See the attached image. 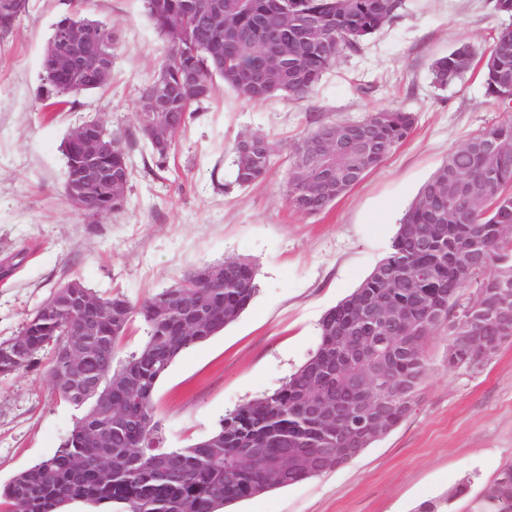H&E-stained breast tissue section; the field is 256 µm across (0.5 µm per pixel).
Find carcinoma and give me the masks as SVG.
Here are the masks:
<instances>
[{"label": "carcinoma", "instance_id": "obj_1", "mask_svg": "<svg viewBox=\"0 0 512 512\" xmlns=\"http://www.w3.org/2000/svg\"><path fill=\"white\" fill-rule=\"evenodd\" d=\"M143 9L156 32L167 42L168 55L159 70L167 72L176 86L168 111L157 113L166 120L175 117L179 126L164 143L145 140L156 168H166L178 134L216 93L222 82L238 97L263 102L281 95L305 97L316 90L343 51L357 52L363 42L386 25L396 22L404 0H352L345 11L336 0H289L288 56L279 62L288 74L286 85L260 90L247 86L250 65L264 55L271 39L276 0H246L245 7L230 17V23L248 33L241 49L230 47V36L219 26H201L197 16L204 0H142ZM20 17L0 8V41L6 40ZM317 35H309L311 21ZM471 50L461 43L431 63L433 81L439 86L462 78L463 58ZM493 68H483L486 94L497 101L512 99V30L498 28L488 54ZM197 71L199 87L191 92L177 88L181 73ZM69 79L43 59V89L46 98L67 104L72 97L105 87L92 71L81 83L65 92ZM362 120L374 130L360 151L354 145L335 159L327 158L305 171L294 170L293 154L313 142L320 125L293 144L288 157L287 204L299 213L326 211L370 171L402 145L413 132L417 116L400 108H382ZM112 156L100 159L104 167L118 170L123 186L115 190L105 181L90 182L86 193L99 215L123 211L128 205L132 168L122 138L109 133ZM250 158L240 157L233 147V180L224 191L247 189L266 179L276 164V152L264 135ZM495 142L503 153L492 162L478 143ZM66 178L77 177L83 158L77 149L65 156ZM489 191L494 200L484 199ZM443 227V235L431 248L420 238ZM475 253L480 265L467 268L464 257ZM427 274L419 275L420 270ZM512 287V120L492 124L453 150L419 190L399 220L392 252L369 276L319 321L320 342L316 351L275 390L225 414L211 434L220 448L196 442L186 448H166L155 419L154 394L159 381L183 352L224 331L249 306L258 291L257 270L246 260H224V284L195 288L175 280L167 289L140 301L116 292L97 296V301L122 315L118 333L106 329L85 334L92 348L108 347V361L94 355L83 363V379L112 392V402L125 406L118 418L99 405L97 397L66 396L84 422L63 437L56 452L31 463L0 486V512H68L82 503L106 512H227L246 498L282 489L324 473L319 462L336 448L365 449L370 443L353 441L358 400L379 385L376 364L383 362L388 379L405 383L388 414V430L405 421L420 403V390L429 373L426 349L436 333L448 336V367L474 372L483 364L456 345V336L472 331L493 347L489 357L512 342V327L496 320L498 289ZM171 291L178 301L161 315L158 299ZM71 289L55 288L39 306L41 315L25 320L19 333L21 346L0 343V376L36 366L49 357V376L60 377V358L70 341L69 331L89 313L74 309ZM403 309L415 334L396 336L370 320L358 309L379 303ZM139 318L144 336L138 347L126 354L122 339L133 318ZM324 398L347 411L345 418L324 420L309 403ZM90 433L106 435L99 448L87 440ZM107 464L102 477L99 463ZM469 494L461 484L448 496L422 502L415 512H452V501ZM468 512H512V465L503 468L477 496Z\"/></svg>", "mask_w": 512, "mask_h": 512}]
</instances>
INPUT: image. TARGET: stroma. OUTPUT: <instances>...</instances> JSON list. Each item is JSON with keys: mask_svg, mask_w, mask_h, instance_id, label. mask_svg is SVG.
Wrapping results in <instances>:
<instances>
[{"mask_svg": "<svg viewBox=\"0 0 512 512\" xmlns=\"http://www.w3.org/2000/svg\"><path fill=\"white\" fill-rule=\"evenodd\" d=\"M65 0H29L0 44V259L29 255L0 283V341L72 276L104 294L143 299L189 268L244 258L259 290L223 332L177 358L160 380L155 418L169 448L211 435L224 414L277 388L317 349L323 314L357 288L391 252L397 222L448 154L484 127L512 119L486 96L480 67L441 89L432 61L458 43L490 49L503 17L491 0H406L403 17L339 57L301 100L252 103L219 88L176 137L167 170L149 171L140 144L129 205L89 219L63 195L61 146L88 116L134 129L140 88L167 53L141 0H81L79 15L116 29L112 79L55 112L45 107L42 63ZM403 108L411 136L359 184L317 215L286 203L288 150L314 123ZM271 140L280 157L262 183L223 192L231 148L243 134ZM448 339L428 345L429 376L406 421L347 465L236 503L233 512H413L422 501L469 481L480 493L512 464V342L481 370L449 368ZM74 421L50 382L47 363L0 380V484L52 455Z\"/></svg>", "mask_w": 512, "mask_h": 512, "instance_id": "obj_1", "label": "stroma"}]
</instances>
